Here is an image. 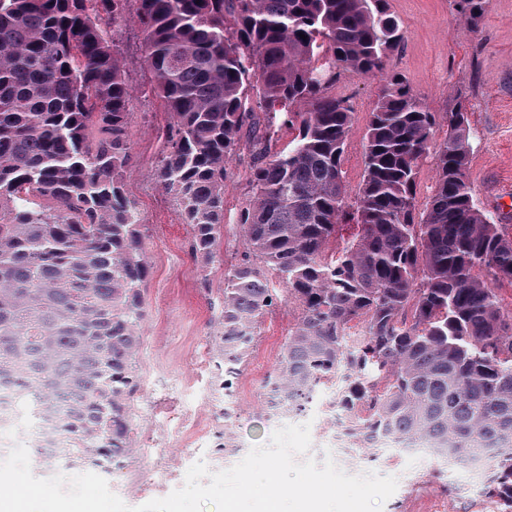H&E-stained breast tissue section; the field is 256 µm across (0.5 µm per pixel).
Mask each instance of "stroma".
Segmentation results:
<instances>
[{
  "instance_id": "obj_1",
  "label": "stroma",
  "mask_w": 512,
  "mask_h": 512,
  "mask_svg": "<svg viewBox=\"0 0 512 512\" xmlns=\"http://www.w3.org/2000/svg\"><path fill=\"white\" fill-rule=\"evenodd\" d=\"M389 6L406 39L388 56L387 71L401 74L431 111H446L456 98H464L473 131L469 178L475 200L512 237V0H491L474 31L458 20L452 0H389ZM118 40L134 89L132 160L125 184L145 226L149 264L143 290L149 318L143 330L142 378L132 396L138 451L122 471L140 489L139 494L121 496L135 507L182 487L187 470L197 461L213 472L224 468V412L211 405L214 393L224 388V371L216 366L215 336L224 266L244 249L237 221L249 199V159L243 155L230 165L220 255L201 264L192 252L191 230L176 198L150 177L171 115L148 82L135 17H127ZM380 86L379 78L344 72L324 88L326 96L347 100L353 109V128L342 157L352 195L362 180L364 134ZM298 313L297 304L286 300L264 318L256 347L241 367L245 402L255 401L261 378L273 371ZM365 469L398 480L382 512H496L479 494L480 478L470 477L467 493H458V478L430 460H375Z\"/></svg>"
}]
</instances>
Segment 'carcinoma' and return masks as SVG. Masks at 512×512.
<instances>
[{
    "mask_svg": "<svg viewBox=\"0 0 512 512\" xmlns=\"http://www.w3.org/2000/svg\"><path fill=\"white\" fill-rule=\"evenodd\" d=\"M490 0H453L468 28ZM135 14L144 62L172 122L152 179L176 196L208 263L224 238L230 163L250 155L238 224L247 251L224 269L221 352L244 361L279 291L298 303L274 372L298 410L336 385L364 425L453 454L493 447L485 496L512 512V238L475 203L465 101L432 112L386 59L405 33L388 0H0V384L65 402V451L124 469L137 451L149 266L127 196L133 98L105 26ZM330 57L312 65L315 50ZM343 71L383 84L348 202ZM296 131L272 150L255 108ZM445 137L432 147L437 129ZM436 184L417 207L421 162ZM359 227L325 251L343 222Z\"/></svg>",
    "mask_w": 512,
    "mask_h": 512,
    "instance_id": "obj_1",
    "label": "carcinoma"
}]
</instances>
